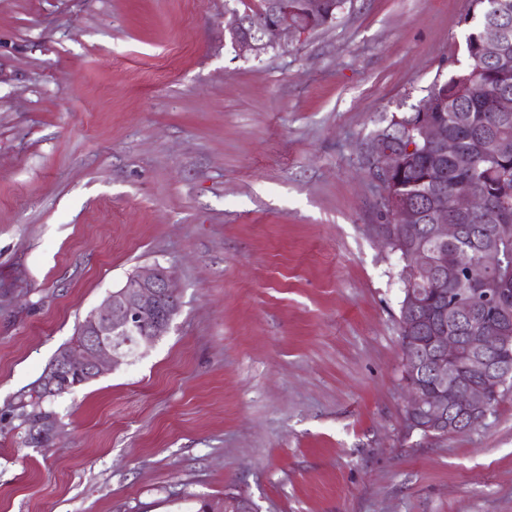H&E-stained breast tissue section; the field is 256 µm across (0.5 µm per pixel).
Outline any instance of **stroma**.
<instances>
[{"instance_id":"obj_1","label":"stroma","mask_w":512,"mask_h":512,"mask_svg":"<svg viewBox=\"0 0 512 512\" xmlns=\"http://www.w3.org/2000/svg\"><path fill=\"white\" fill-rule=\"evenodd\" d=\"M225 0H0V512H512V394L406 425L398 253L369 135L467 63L473 0H348L237 57ZM163 336L30 395L137 272Z\"/></svg>"}]
</instances>
